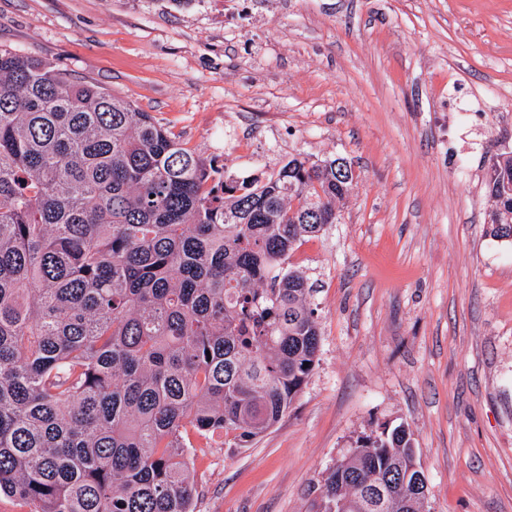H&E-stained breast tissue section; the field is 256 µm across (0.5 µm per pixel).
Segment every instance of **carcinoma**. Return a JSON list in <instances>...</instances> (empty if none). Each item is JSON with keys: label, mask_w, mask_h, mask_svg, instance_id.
I'll list each match as a JSON object with an SVG mask.
<instances>
[{"label": "carcinoma", "mask_w": 512, "mask_h": 512, "mask_svg": "<svg viewBox=\"0 0 512 512\" xmlns=\"http://www.w3.org/2000/svg\"><path fill=\"white\" fill-rule=\"evenodd\" d=\"M294 156L230 183L149 112L0 50V492L34 512H190L184 437L276 424L319 332L288 265L353 175ZM490 231L512 230V152ZM402 425L356 441L325 512H423Z\"/></svg>", "instance_id": "obj_1"}]
</instances>
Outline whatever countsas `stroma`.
Here are the masks:
<instances>
[{"label":"stroma","instance_id":"stroma-1","mask_svg":"<svg viewBox=\"0 0 512 512\" xmlns=\"http://www.w3.org/2000/svg\"><path fill=\"white\" fill-rule=\"evenodd\" d=\"M0 49L122 96L225 180L341 158L336 223L288 262L314 368L242 443L187 431L193 512H324L355 441L402 425L425 512H512V0H0ZM486 189L494 203L490 213V231L496 238H503L502 232L512 233V152L499 156L491 166Z\"/></svg>","mask_w":512,"mask_h":512}]
</instances>
